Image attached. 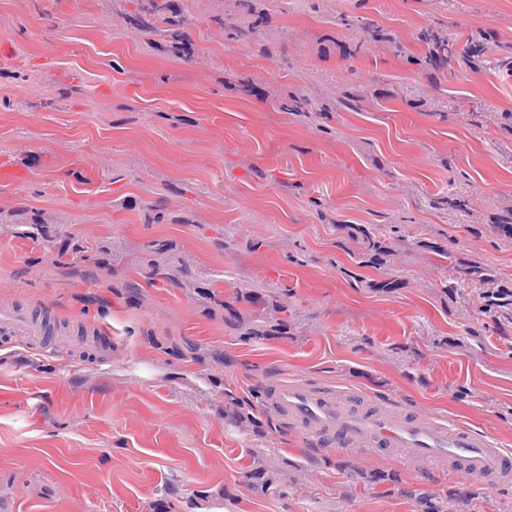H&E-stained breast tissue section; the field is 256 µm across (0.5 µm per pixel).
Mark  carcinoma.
<instances>
[{"label":"carcinoma","mask_w":512,"mask_h":512,"mask_svg":"<svg viewBox=\"0 0 512 512\" xmlns=\"http://www.w3.org/2000/svg\"><path fill=\"white\" fill-rule=\"evenodd\" d=\"M253 13L252 0H238L236 9L227 13L222 20L225 35L236 40L253 39L260 33L259 23L252 18ZM125 24L139 32L172 38L182 33L185 19L173 11H163L158 0H142L140 10L125 18ZM342 25L348 29L354 27L363 37L374 41H380L385 36L382 29L365 18H344ZM419 40L427 46V51L415 60V64L423 68L441 70L461 61L472 67L488 66L512 74V52H501L498 57H491L493 48L499 45L497 34L493 31L480 30L453 36L428 28L421 31ZM365 97L362 85L347 84L341 88L332 104H322V110H353ZM310 107V99L301 92L288 97V111L292 113L304 116ZM431 206L461 217L469 212V196L456 193L435 197L431 199ZM341 228L357 245L354 257L360 267H386L400 250L410 251L405 239L399 236L400 227L394 224H343ZM489 231L502 245L512 246V206L503 209V214L489 225ZM415 247L448 261V265L444 266L448 271L444 293L462 298L463 302L474 306L502 329L512 328V286L503 284L489 265L476 258L459 259L453 251L429 239L417 241ZM267 308L268 314L263 317L245 316L226 301L224 323L244 340L288 334V320L277 317L279 313L288 312V307L280 301L277 291L271 290L267 294ZM416 499L420 512H473L475 494L463 489L450 497H429L420 493Z\"/></svg>","instance_id":"cac0c4a2"}]
</instances>
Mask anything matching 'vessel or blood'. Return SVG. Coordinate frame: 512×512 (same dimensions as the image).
I'll return each mask as SVG.
<instances>
[{"instance_id": "1", "label": "vessel or blood", "mask_w": 512, "mask_h": 512, "mask_svg": "<svg viewBox=\"0 0 512 512\" xmlns=\"http://www.w3.org/2000/svg\"><path fill=\"white\" fill-rule=\"evenodd\" d=\"M0 334L24 340L38 353L60 349L39 316L11 305L0 307ZM263 394V409L304 442L356 455L388 452L405 464L445 465L489 488L512 479V455L488 436L450 427L433 413L306 378L275 381Z\"/></svg>"}]
</instances>
